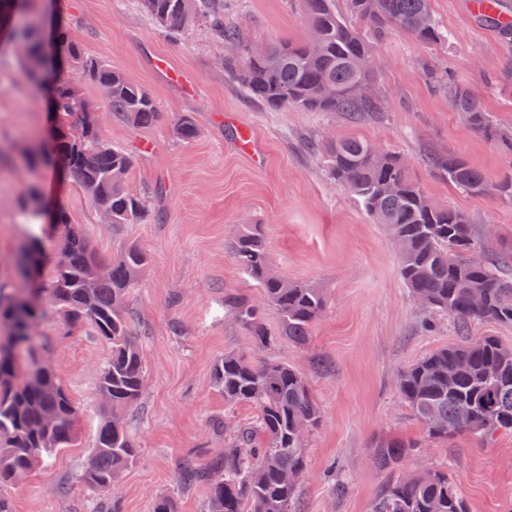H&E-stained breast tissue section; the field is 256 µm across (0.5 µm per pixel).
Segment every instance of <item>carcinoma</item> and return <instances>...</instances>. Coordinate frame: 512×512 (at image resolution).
Wrapping results in <instances>:
<instances>
[{
	"mask_svg": "<svg viewBox=\"0 0 512 512\" xmlns=\"http://www.w3.org/2000/svg\"><path fill=\"white\" fill-rule=\"evenodd\" d=\"M307 22L303 41L268 43L267 55L227 60L235 78L251 97L274 110L341 112L358 118L380 111L377 98L355 96L358 83H375L370 62L376 47L393 31L428 45L448 41L437 22L431 0H346L359 30L336 10V0H301ZM478 11L476 20L512 42V21L503 19L499 0ZM137 5L172 34L191 23L228 46L242 43L239 28L224 23V0H137ZM0 23L12 42L23 46L22 76L41 89L48 61L46 19L38 0H0ZM56 54L70 67L88 72L114 115L134 126L159 121L156 100L128 82L109 63L87 52L82 41L60 27ZM454 111L468 117L477 134L512 152V130L495 127L481 101L453 79L438 80ZM58 114L54 156L68 169L75 187L95 209L112 214V224H142L152 215L147 197L126 187L134 155L106 142L91 104L67 80L53 89ZM177 137L188 142L198 129L189 114L174 123ZM330 175L362 204L377 224L389 227L400 247L398 273L415 300L426 309L453 319L460 327L473 321L512 324V275L486 256L471 263L465 254L483 251L473 226L460 211L441 206L425 194L404 158L365 140H333L325 148ZM435 173L473 195L512 197V180L491 182L484 172L459 157L428 159ZM396 190L383 191L386 183ZM29 226L25 244L29 263L13 276H0V487L15 483L36 464L75 445L76 405L51 369H35V338L26 326L53 308L69 330L89 326L109 349L96 391L106 400L85 482L105 493L137 460L126 413L144 390L140 346L132 333L127 295L149 254L126 248L106 277L97 275V260L87 240L74 230L69 212L57 210L65 228L64 263L39 271L37 251L44 234L42 192L36 185L21 195ZM233 261L260 298L231 297L227 306L240 327L264 348L272 341L264 321L266 309L279 320V335L296 344L308 342L310 329L326 309L321 289L270 274V259L260 224H241L232 242ZM483 293V305L471 304V292ZM213 379L227 405L248 404L255 421L237 430L224 459L206 468L185 469V485L206 484V512H295V499L306 470L304 441L322 422L307 375L260 356L228 353L213 369ZM398 392L429 434L448 437L473 434L490 438L512 431V348L492 337L439 348L403 371ZM410 444L393 441L374 449L383 469L398 465ZM372 512H469L448 468L389 483Z\"/></svg>",
	"mask_w": 512,
	"mask_h": 512,
	"instance_id": "obj_1",
	"label": "carcinoma"
}]
</instances>
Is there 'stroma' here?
I'll use <instances>...</instances> for the list:
<instances>
[{
  "mask_svg": "<svg viewBox=\"0 0 512 512\" xmlns=\"http://www.w3.org/2000/svg\"><path fill=\"white\" fill-rule=\"evenodd\" d=\"M42 6L49 22L62 24L90 54L155 98L160 121L135 128L113 115L89 79L80 81L103 137L136 156L129 190L150 194L158 217L102 223L62 168L22 161L26 145L53 125L52 96L47 88L29 90L14 45L0 38V153L8 158L0 167V273L11 274L26 234L18 196L33 183L65 206L103 264L131 244L151 255L128 297L146 369L144 392L129 414L136 465L106 493L83 482L103 415L95 384L108 350L92 328L70 332L49 314L38 327L40 355L79 410L78 441L0 488L12 512H96L112 502L120 512H151L161 495L172 496L178 512H205L204 486L182 485L181 472L223 458L231 429L255 419L249 405H225L212 378L224 354L257 353L224 305L231 296L258 295L230 255L241 224L264 225L275 270L322 289L327 299L307 345L284 338L265 352L306 373L322 409L320 426L305 441L296 512H371L399 472L379 468L374 448L395 439L412 446L402 469L447 467L470 512H512V432L431 438L397 392L399 372L436 349L484 336L512 348V324L475 322L461 330L423 310L398 274L386 225L373 223L324 162L326 145L346 137L401 155L427 196L465 213L486 253L503 258L504 273L512 274V198L468 195L428 163L434 154H456L492 181L512 179V153L476 134L433 79L446 74L467 86L493 123L511 130L512 44L475 22L469 0H431L450 42L425 45L391 32L375 54L386 109L352 119L266 108L225 71L223 42L194 27L173 39L136 0H42ZM224 17L251 45L306 35L300 0H225ZM160 56L192 77V91L155 68ZM184 113L199 129L187 143L173 128ZM245 130L260 142L262 164L233 150Z\"/></svg>",
  "mask_w": 512,
  "mask_h": 512,
  "instance_id": "35a3bbf8",
  "label": "stroma"
}]
</instances>
